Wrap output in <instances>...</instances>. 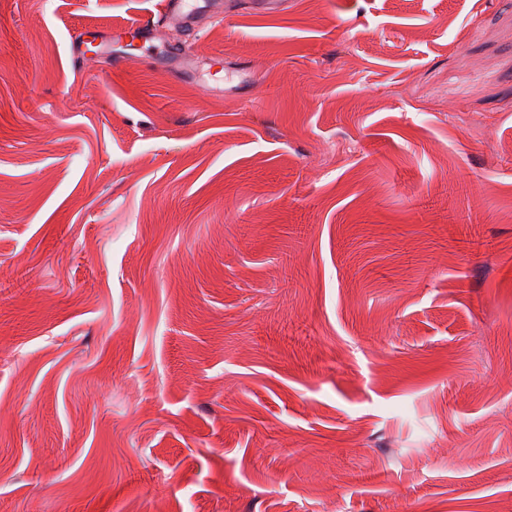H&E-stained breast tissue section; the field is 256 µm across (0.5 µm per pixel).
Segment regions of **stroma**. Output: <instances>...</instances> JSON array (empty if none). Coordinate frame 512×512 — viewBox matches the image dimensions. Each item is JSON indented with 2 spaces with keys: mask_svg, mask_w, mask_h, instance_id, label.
I'll return each instance as SVG.
<instances>
[{
  "mask_svg": "<svg viewBox=\"0 0 512 512\" xmlns=\"http://www.w3.org/2000/svg\"><path fill=\"white\" fill-rule=\"evenodd\" d=\"M155 3L0 0V512H504L512 0ZM194 1L164 0L162 2V16L169 22L179 26L194 25L200 13H214L222 5L219 0H207L203 6ZM131 34L133 38H141L146 40H154L159 38V32L151 21H142L128 26L113 29L110 35L112 39H121L123 35Z\"/></svg>",
  "mask_w": 512,
  "mask_h": 512,
  "instance_id": "35a3bbf8",
  "label": "stroma"
}]
</instances>
